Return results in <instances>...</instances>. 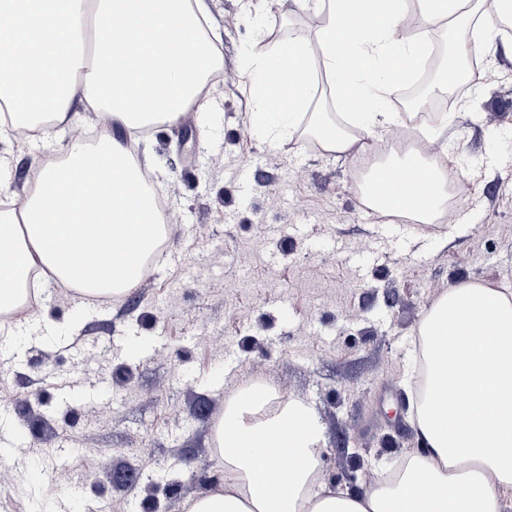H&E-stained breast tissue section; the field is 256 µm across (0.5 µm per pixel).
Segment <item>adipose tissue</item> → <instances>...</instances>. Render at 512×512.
Returning a JSON list of instances; mask_svg holds the SVG:
<instances>
[{
    "mask_svg": "<svg viewBox=\"0 0 512 512\" xmlns=\"http://www.w3.org/2000/svg\"><path fill=\"white\" fill-rule=\"evenodd\" d=\"M479 4L422 0L427 24L443 20L493 37L496 19L478 20ZM406 0H317L314 39H297L266 55L250 56L246 70L254 101L253 130L277 139L307 126L327 152L342 153L350 136L312 100L311 60L320 57L337 90L336 109L369 131L402 63L417 44L403 39ZM206 0H0V101L11 119L0 136L21 128L77 127L79 108L93 105L116 135L96 145H71L60 163L42 164L33 191L0 211V313L18 309L32 271L86 294L128 293L145 261L166 235L156 193L139 179L123 140L146 127L175 123L204 109L203 89L221 58L204 30ZM93 26L94 71L76 75L72 39ZM364 105L351 109L352 100ZM434 193L417 204L392 194L386 214L433 223L447 199L435 164L414 152ZM70 263H63L62 253ZM485 323L461 328L463 318ZM424 389L412 452L393 483L373 482L355 492L318 484L322 437L311 410L292 399L274 403L263 386L241 393L215 430L223 481L195 498L187 512H500L512 492V296L474 282L448 289L427 312ZM298 462L281 470L275 449Z\"/></svg>",
    "mask_w": 512,
    "mask_h": 512,
    "instance_id": "adipose-tissue-1",
    "label": "adipose tissue"
}]
</instances>
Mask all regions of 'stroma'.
<instances>
[{
    "mask_svg": "<svg viewBox=\"0 0 512 512\" xmlns=\"http://www.w3.org/2000/svg\"><path fill=\"white\" fill-rule=\"evenodd\" d=\"M209 34L224 80L210 108L189 113L196 130L151 129L135 158L159 172L155 188L171 225L161 262L120 305L80 311L76 296L43 291L13 321L0 347V409L26 425L22 404L44 403L42 432H29L0 470V512H148L142 487L179 477L170 512H185L212 485L211 415L200 404L230 400L260 383L303 401L322 430L320 480L340 490L349 450L381 476L418 444L413 392L418 330L429 308L462 280L512 293V36L476 43L485 66L473 90L451 93L446 111L420 128L434 159L469 192L441 223H384L362 208L359 163L388 139L355 135L328 153L306 135L277 141L252 131L249 53L314 35L312 0H209ZM68 131L48 141L0 139L10 163L7 206L27 195L45 150L60 156ZM66 457L55 450L61 439ZM139 486L108 480L117 469Z\"/></svg>",
    "mask_w": 512,
    "mask_h": 512,
    "instance_id": "stroma-1",
    "label": "stroma"
}]
</instances>
